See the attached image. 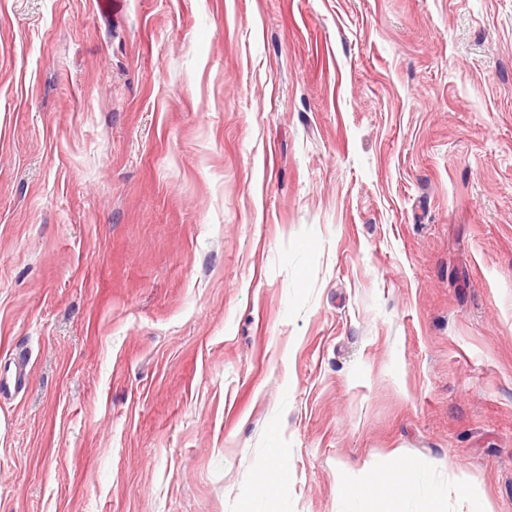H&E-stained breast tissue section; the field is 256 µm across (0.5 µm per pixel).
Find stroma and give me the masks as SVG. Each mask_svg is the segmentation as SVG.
<instances>
[{
    "instance_id": "1",
    "label": "stroma",
    "mask_w": 512,
    "mask_h": 512,
    "mask_svg": "<svg viewBox=\"0 0 512 512\" xmlns=\"http://www.w3.org/2000/svg\"><path fill=\"white\" fill-rule=\"evenodd\" d=\"M21 354L0 512H512V0H0ZM286 474L288 461L282 456L280 448H270V463L261 470L260 476H256V487L258 492L267 498L268 512H276L271 492ZM419 465L417 461L407 460L392 471L364 467L350 477H344L339 485L340 495L351 501L362 498L372 502L374 509L363 512H399L397 506L406 492L405 474Z\"/></svg>"
}]
</instances>
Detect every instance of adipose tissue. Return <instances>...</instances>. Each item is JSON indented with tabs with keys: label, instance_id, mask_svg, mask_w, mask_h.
I'll return each mask as SVG.
<instances>
[{
	"label": "adipose tissue",
	"instance_id": "1",
	"mask_svg": "<svg viewBox=\"0 0 512 512\" xmlns=\"http://www.w3.org/2000/svg\"><path fill=\"white\" fill-rule=\"evenodd\" d=\"M416 466V461L407 460L392 471L373 466L362 468L343 479L340 495L347 500L372 503L373 512H396L406 492L405 475Z\"/></svg>",
	"mask_w": 512,
	"mask_h": 512
}]
</instances>
